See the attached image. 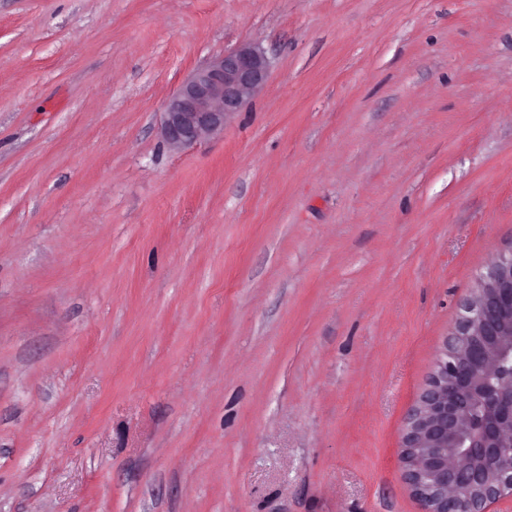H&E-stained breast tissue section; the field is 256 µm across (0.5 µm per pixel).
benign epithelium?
Returning <instances> with one entry per match:
<instances>
[{"label":"benign epithelium","instance_id":"benign-epithelium-1","mask_svg":"<svg viewBox=\"0 0 512 512\" xmlns=\"http://www.w3.org/2000/svg\"><path fill=\"white\" fill-rule=\"evenodd\" d=\"M270 67L255 43L196 67L162 112L166 141L187 148L224 132L263 90ZM490 363L499 370L497 385L480 379ZM450 448L464 464L449 466ZM400 463L424 512H487L512 496V248L478 279L452 324L406 418Z\"/></svg>","mask_w":512,"mask_h":512}]
</instances>
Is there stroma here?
<instances>
[{
    "mask_svg": "<svg viewBox=\"0 0 512 512\" xmlns=\"http://www.w3.org/2000/svg\"><path fill=\"white\" fill-rule=\"evenodd\" d=\"M509 248L512 0H0V512H422L405 420ZM270 60L255 43L210 58L192 70L169 97L161 128L175 148H187L222 133L258 95L270 74Z\"/></svg>",
    "mask_w": 512,
    "mask_h": 512,
    "instance_id": "stroma-1",
    "label": "stroma"
}]
</instances>
